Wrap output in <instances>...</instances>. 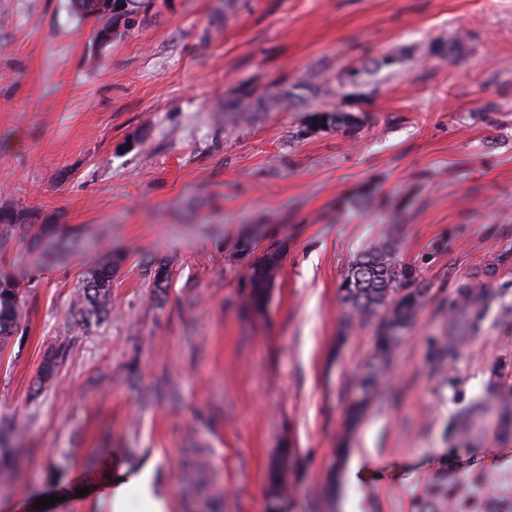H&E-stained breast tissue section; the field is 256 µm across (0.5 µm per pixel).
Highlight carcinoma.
Here are the masks:
<instances>
[{"instance_id":"carcinoma-1","label":"carcinoma","mask_w":512,"mask_h":512,"mask_svg":"<svg viewBox=\"0 0 512 512\" xmlns=\"http://www.w3.org/2000/svg\"><path fill=\"white\" fill-rule=\"evenodd\" d=\"M135 2V11L142 12L146 0H69L74 14L82 21L100 22L112 13L115 26H101L98 33H106L105 42L112 41L140 26V17L126 19V4ZM294 95L285 90L276 94H259L253 88H242L234 96L224 98V120L249 123L256 112L288 107ZM361 118L353 112L337 107L312 108L306 115L305 133L335 129L357 130ZM373 208H394L389 201H380L376 189L365 188L353 197L344 198L339 207L345 209L353 202ZM20 236L29 240L35 262L42 264L58 258L78 245V233L65 224H37L33 214L15 207L0 208V253L9 250L12 240ZM392 232L380 241L359 251L350 262L339 290L348 309V320L363 323L376 322L373 336L374 363L367 367L352 384V396L347 409L345 429H350L363 415L372 401L377 399L383 386L384 375L405 331L413 324L423 303L424 289L406 291L401 283L414 279L413 270L397 261L392 244ZM283 245L267 251L251 265L246 296L247 307L262 313L267 308L274 277L280 268ZM112 263L94 267L82 279L79 291L72 300L74 325L82 330L90 324H99L112 313ZM25 276L0 269V344L8 343L17 335L22 321L25 301L21 281ZM486 292L464 288L455 300L452 312L462 313L485 298ZM59 369L58 356H45L40 370V381L51 380ZM293 472V450L285 448L271 465L267 480V512H282L281 506L290 492L287 474ZM421 512H437L441 503H448L451 512H512V489L494 487L485 475L476 472L468 477L459 476L450 469L436 475L419 496Z\"/></svg>"}]
</instances>
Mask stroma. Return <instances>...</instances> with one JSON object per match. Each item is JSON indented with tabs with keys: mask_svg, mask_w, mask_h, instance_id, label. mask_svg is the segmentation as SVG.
Wrapping results in <instances>:
<instances>
[{
	"mask_svg": "<svg viewBox=\"0 0 512 512\" xmlns=\"http://www.w3.org/2000/svg\"><path fill=\"white\" fill-rule=\"evenodd\" d=\"M97 29L68 0H0V207L86 232L53 264L20 238L0 257L36 282L0 346V426L18 427L0 437V512L109 464L152 469L168 512H266L285 448L288 512H415L450 467L512 487V0H152L127 36L102 46ZM441 43L457 61L429 54ZM395 50L362 102L309 93L239 125L217 110L313 72L333 91ZM319 106L361 113L359 130L305 134ZM369 183L402 211L393 245L425 297L340 459L374 327L348 323L339 285L390 212L337 203ZM279 243L267 312L249 315L250 265ZM109 253L112 314L74 332ZM462 288L488 292L479 316H451ZM293 450L285 448L279 458L271 465L267 480V512H282L281 506L290 492L286 482L287 473H293Z\"/></svg>",
	"mask_w": 512,
	"mask_h": 512,
	"instance_id": "stroma-1",
	"label": "stroma"
}]
</instances>
